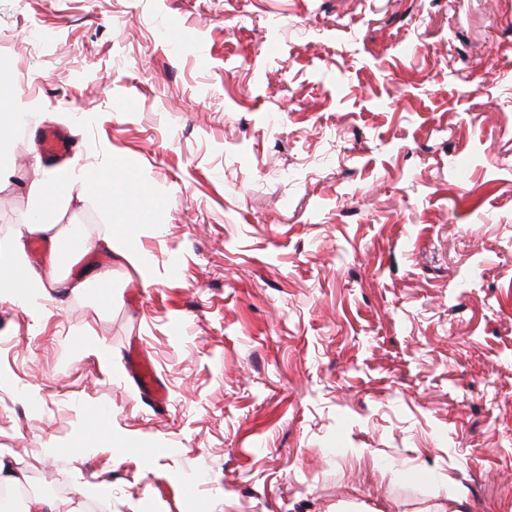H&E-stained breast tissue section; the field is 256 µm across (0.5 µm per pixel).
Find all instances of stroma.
I'll list each match as a JSON object with an SVG mask.
<instances>
[{"instance_id": "1", "label": "stroma", "mask_w": 512, "mask_h": 512, "mask_svg": "<svg viewBox=\"0 0 512 512\" xmlns=\"http://www.w3.org/2000/svg\"><path fill=\"white\" fill-rule=\"evenodd\" d=\"M0 72L29 76L0 237L39 220L40 167L94 169L66 224L128 231L156 279L96 252L110 298L0 295V448L33 495L512 512V0H0ZM129 371L134 370L142 389L151 394L156 402L163 403L166 401V392L157 380L156 373L148 358L144 357L132 365L128 364Z\"/></svg>"}]
</instances>
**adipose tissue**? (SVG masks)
Segmentation results:
<instances>
[{"mask_svg":"<svg viewBox=\"0 0 512 512\" xmlns=\"http://www.w3.org/2000/svg\"><path fill=\"white\" fill-rule=\"evenodd\" d=\"M86 190V183L60 174L58 169L43 168L30 188L40 206V221L20 225L10 236L0 239V282L12 281L14 274H22L23 280L15 283L13 292L23 305H31L36 298L51 292L78 296L87 293L92 286L111 283V269L75 276L66 268V261H79L93 250L113 253L125 268L137 274L142 285L153 284L154 273L143 255L130 244L117 243L112 234L95 239L87 237L78 240L67 252L57 251V244L66 238L63 218L68 206L72 199L83 198ZM35 236L51 246L48 260L39 270L33 268L27 247L29 239Z\"/></svg>","mask_w":512,"mask_h":512,"instance_id":"1","label":"adipose tissue"}]
</instances>
